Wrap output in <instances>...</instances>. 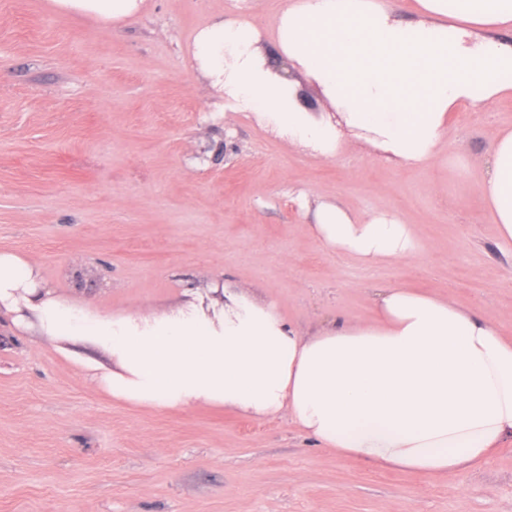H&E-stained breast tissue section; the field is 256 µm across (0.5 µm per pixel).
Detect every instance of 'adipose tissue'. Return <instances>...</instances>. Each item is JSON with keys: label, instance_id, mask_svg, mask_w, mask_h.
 Wrapping results in <instances>:
<instances>
[{"label": "adipose tissue", "instance_id": "ef3b65f1", "mask_svg": "<svg viewBox=\"0 0 512 512\" xmlns=\"http://www.w3.org/2000/svg\"><path fill=\"white\" fill-rule=\"evenodd\" d=\"M144 0H52L61 12L115 22ZM415 19L391 0H293L275 44L339 110L300 106L287 76L256 49L258 29L220 20L194 38L197 70L239 111L290 143L334 159L342 133L366 134L397 164L434 161L460 105L489 106L512 92V0H419ZM483 194L501 243L512 246V128L494 138ZM315 237L371 267L415 255L411 225L357 219L318 203ZM376 321L340 319L298 334L270 303L226 293L222 308L186 300L158 316L104 317L55 297L37 265L0 252V309L53 339L107 348L113 398L150 407L220 406L257 418L287 416L318 445L359 462L438 477L488 462L512 441V339L488 314L409 288L383 289Z\"/></svg>", "mask_w": 512, "mask_h": 512}]
</instances>
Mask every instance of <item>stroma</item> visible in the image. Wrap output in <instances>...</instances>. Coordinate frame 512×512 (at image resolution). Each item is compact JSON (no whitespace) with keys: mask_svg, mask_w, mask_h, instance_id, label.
<instances>
[{"mask_svg":"<svg viewBox=\"0 0 512 512\" xmlns=\"http://www.w3.org/2000/svg\"><path fill=\"white\" fill-rule=\"evenodd\" d=\"M287 0H146L117 23L0 0V251L103 315H161L224 288L299 333L375 316L405 286L494 317L512 338V251L480 186L512 96L456 111L435 162L351 140L326 160L235 111L192 65L195 33L245 17L270 41ZM412 225L409 259L368 267L310 232L316 201ZM111 355L0 312V512H512V442L453 476L359 464L288 418L143 407L98 375Z\"/></svg>","mask_w":512,"mask_h":512,"instance_id":"35a3bbf8","label":"stroma"}]
</instances>
